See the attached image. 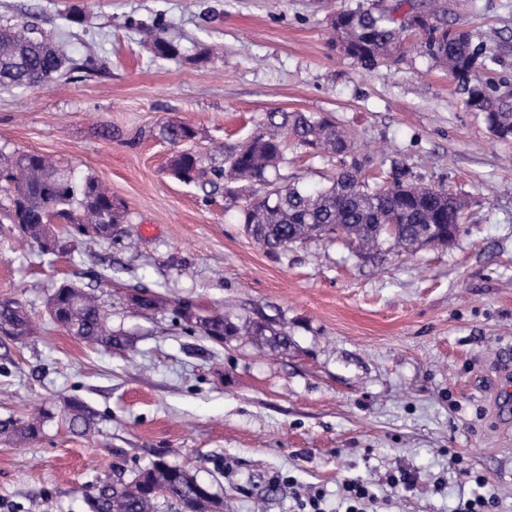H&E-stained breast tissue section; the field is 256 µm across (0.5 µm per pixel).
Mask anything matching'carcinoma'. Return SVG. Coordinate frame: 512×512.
<instances>
[{
    "instance_id": "obj_1",
    "label": "carcinoma",
    "mask_w": 512,
    "mask_h": 512,
    "mask_svg": "<svg viewBox=\"0 0 512 512\" xmlns=\"http://www.w3.org/2000/svg\"><path fill=\"white\" fill-rule=\"evenodd\" d=\"M417 27L424 33L425 54L448 70L466 105L483 114L491 134L498 140H512V90L505 85L474 84L471 73L491 69L496 52L474 43L470 34L450 28L438 16L434 0H395L389 7L373 0L368 7L341 12L334 29L343 52L362 67L372 69L400 50L404 31ZM155 57L175 60L181 55L178 43L165 36L163 27L146 29ZM72 69V60L62 46L24 23L0 25V85L46 87L62 71ZM165 140L177 147L168 164L171 175L185 183L208 174L224 180V191L237 204L238 220L245 231L270 252L316 238L339 240L358 258L373 259L383 247L416 253L434 242H445L453 224L463 215L465 202L445 189L422 187L410 182L403 167H393L390 186H372L360 177L361 164L354 161L341 168L330 184L314 188L300 177L280 173L286 163L287 139L312 157L326 155L341 159L352 153L345 133L330 119L304 113L271 112L250 138L231 148L223 164L206 168L191 152L186 141L197 136L187 123L162 127ZM11 188L0 200V210L13 224L23 225L30 244L44 253L43 239L53 230L48 218L66 221L67 232L92 245L112 240L102 234L107 228L131 232L123 226L126 208L91 176L76 177L67 167L53 163L35 152L15 156L0 153V182ZM55 320L66 331L91 346H120L123 334L112 330V322L99 298L74 281L64 282L51 295ZM141 312L158 308L162 300L145 292L131 297ZM174 313L209 340L222 343L224 337L245 332L272 336L279 347L290 343L288 332L262 323L239 325L222 313L201 315L192 320L181 308ZM0 332L27 338L35 326L22 303L0 300ZM97 414L82 400L70 398L61 419L76 434L91 431ZM53 418L40 407L19 417L0 419V437L19 446L39 438L45 422ZM166 489L156 497L153 488ZM87 512H223V501L186 467L159 459L129 477L119 474L84 496Z\"/></svg>"
}]
</instances>
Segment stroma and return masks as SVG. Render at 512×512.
<instances>
[{
	"label": "stroma",
	"mask_w": 512,
	"mask_h": 512,
	"mask_svg": "<svg viewBox=\"0 0 512 512\" xmlns=\"http://www.w3.org/2000/svg\"><path fill=\"white\" fill-rule=\"evenodd\" d=\"M359 2L0 0V21H32L81 65L45 88L0 86V152L95 177L135 234L90 249L64 236L43 254L0 224V299L20 300L38 329L0 342V417L54 413L29 446L0 441V512H85L116 465L158 459L190 468L224 512H303L309 490L345 512L347 480L376 494L366 512H466L479 476L494 512H512V142L466 106L418 32L373 69L344 55L333 21ZM442 5L450 27L498 49L478 80L512 83V0ZM158 22L179 60L141 43ZM271 112L335 121L367 178L398 164L460 195L454 243L371 262L327 240L270 253L223 183L168 172L163 124L191 123L210 166ZM343 165L294 148L283 172L319 184ZM69 280L95 288L127 345L93 347L51 320ZM144 288L166 307L133 309ZM179 302L272 323L291 343H214L185 330ZM69 397L96 412L90 433L61 420Z\"/></svg>",
	"instance_id": "35a3bbf8"
}]
</instances>
